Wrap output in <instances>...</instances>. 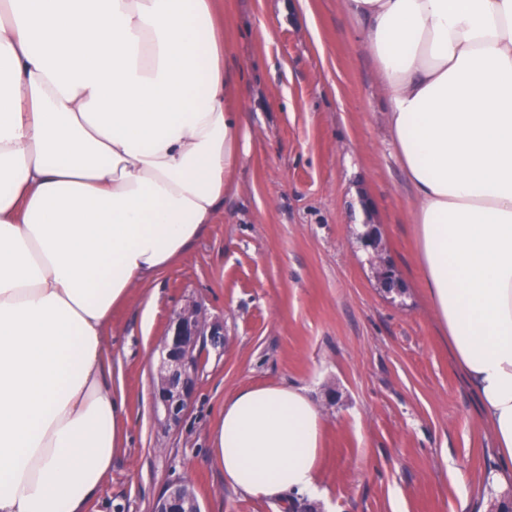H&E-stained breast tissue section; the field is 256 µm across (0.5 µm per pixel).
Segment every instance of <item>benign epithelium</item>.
Instances as JSON below:
<instances>
[{"label":"benign epithelium","instance_id":"benign-epithelium-1","mask_svg":"<svg viewBox=\"0 0 512 512\" xmlns=\"http://www.w3.org/2000/svg\"><path fill=\"white\" fill-rule=\"evenodd\" d=\"M210 351L224 352V324L210 319L200 304L189 302L168 324L154 380L155 408L168 423L181 421L195 392L203 355ZM153 512H201V506L192 487L180 483L162 494Z\"/></svg>","mask_w":512,"mask_h":512}]
</instances>
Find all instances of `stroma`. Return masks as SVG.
<instances>
[{"instance_id": "stroma-1", "label": "stroma", "mask_w": 512, "mask_h": 512, "mask_svg": "<svg viewBox=\"0 0 512 512\" xmlns=\"http://www.w3.org/2000/svg\"><path fill=\"white\" fill-rule=\"evenodd\" d=\"M224 48L250 115L236 191L191 250L134 285L105 355L127 438L87 512H153L171 485L202 512H283L233 491L211 433L245 385L305 386L325 417V499L297 512H494V440L426 295L414 197L384 121L381 75L341 0H222ZM377 231L365 248L358 225ZM392 268L384 288L379 265ZM200 302L224 322L178 425L155 411L170 318Z\"/></svg>"}]
</instances>
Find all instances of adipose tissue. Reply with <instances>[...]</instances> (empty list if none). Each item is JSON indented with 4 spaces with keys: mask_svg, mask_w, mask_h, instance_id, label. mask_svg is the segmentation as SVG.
<instances>
[{
    "mask_svg": "<svg viewBox=\"0 0 512 512\" xmlns=\"http://www.w3.org/2000/svg\"><path fill=\"white\" fill-rule=\"evenodd\" d=\"M382 75L416 258L512 477V0H342ZM220 0H0V512H85L127 433L104 362L131 287L237 186L249 115ZM306 387L224 399L213 454L322 498Z\"/></svg>",
    "mask_w": 512,
    "mask_h": 512,
    "instance_id": "obj_1",
    "label": "adipose tissue"
}]
</instances>
